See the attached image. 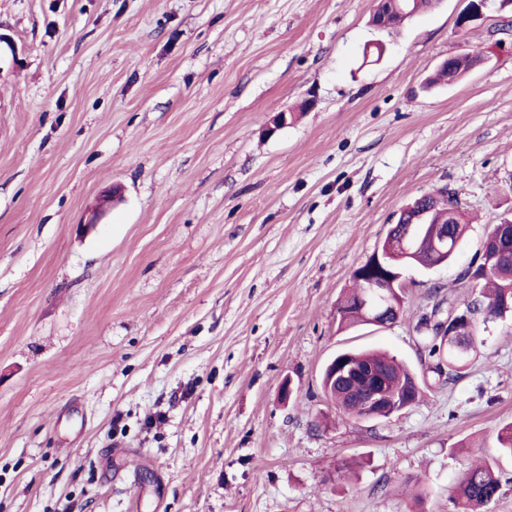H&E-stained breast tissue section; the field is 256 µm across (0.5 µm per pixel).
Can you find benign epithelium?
Instances as JSON below:
<instances>
[{"mask_svg":"<svg viewBox=\"0 0 512 512\" xmlns=\"http://www.w3.org/2000/svg\"><path fill=\"white\" fill-rule=\"evenodd\" d=\"M488 0H470L469 5L458 16L459 27L464 29L471 22L483 16ZM412 213L407 226V232L402 237H397L389 232L382 240V246L378 247L371 257L368 267L360 272L363 279L369 281V298L363 300L362 311L366 323L389 327L399 320V310L393 301L400 295L405 286L404 272L408 268L410 256L419 249L424 241H432L434 250L432 253L433 264L428 266L432 270L448 265V225L430 223V210L424 205L414 204L401 210L402 214ZM431 324L438 326L441 336H471L473 335V316L463 309L461 305H455L450 315L432 317ZM331 380L348 381L355 375V370L349 360V355L340 354L328 365ZM383 379L375 377L368 381L366 387L360 392H352L359 398L363 408L381 410L394 415L410 404L390 405L382 394Z\"/></svg>","mask_w":512,"mask_h":512,"instance_id":"obj_1","label":"benign epithelium"}]
</instances>
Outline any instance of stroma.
I'll return each instance as SVG.
<instances>
[{
  "label": "stroma",
  "instance_id": "1",
  "mask_svg": "<svg viewBox=\"0 0 512 512\" xmlns=\"http://www.w3.org/2000/svg\"><path fill=\"white\" fill-rule=\"evenodd\" d=\"M376 3L0 0V512H454L473 459L512 512V315L390 418L321 390L346 349L425 373L430 292L512 216V6L388 33ZM456 53L477 62L423 91ZM442 188L454 261L408 271L397 324L339 329L354 269Z\"/></svg>",
  "mask_w": 512,
  "mask_h": 512
}]
</instances>
